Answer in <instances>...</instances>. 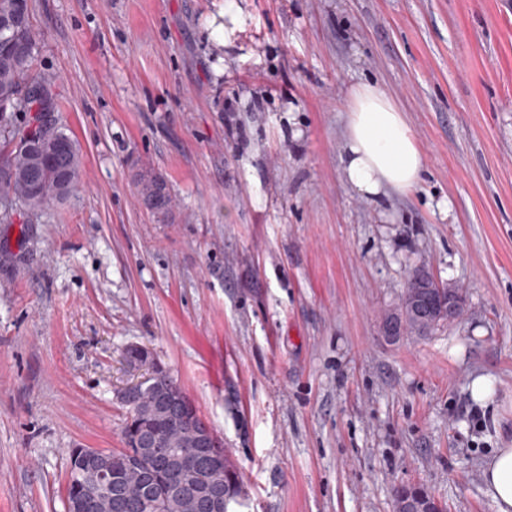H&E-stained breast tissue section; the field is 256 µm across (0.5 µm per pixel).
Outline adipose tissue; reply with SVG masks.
Instances as JSON below:
<instances>
[{
    "label": "adipose tissue",
    "mask_w": 512,
    "mask_h": 512,
    "mask_svg": "<svg viewBox=\"0 0 512 512\" xmlns=\"http://www.w3.org/2000/svg\"><path fill=\"white\" fill-rule=\"evenodd\" d=\"M342 170L361 194H406L419 184L423 157L403 112L380 87L352 89L345 114ZM496 512H512V448H498L482 468Z\"/></svg>",
    "instance_id": "adipose-tissue-1"
}]
</instances>
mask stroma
<instances>
[{"mask_svg": "<svg viewBox=\"0 0 512 512\" xmlns=\"http://www.w3.org/2000/svg\"><path fill=\"white\" fill-rule=\"evenodd\" d=\"M240 5L232 23L224 0H29L33 68L82 167L33 224L0 223V512H65L68 449L123 448L129 345L231 450L235 512H394L406 484L496 512L481 468L512 447V0ZM365 83L422 152L408 194L344 176ZM146 173L165 209L142 201ZM420 265L464 310L388 340Z\"/></svg>", "mask_w": 512, "mask_h": 512, "instance_id": "1", "label": "stroma"}]
</instances>
